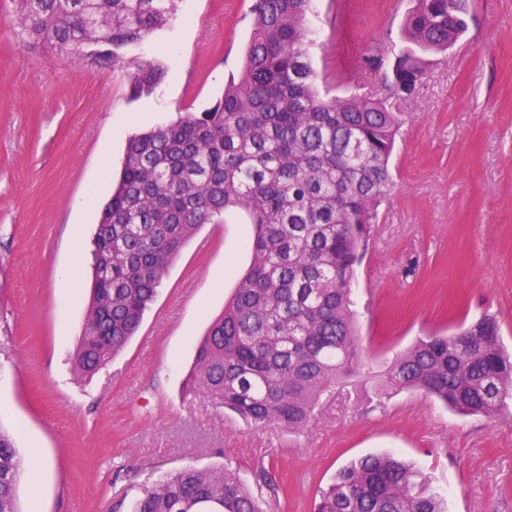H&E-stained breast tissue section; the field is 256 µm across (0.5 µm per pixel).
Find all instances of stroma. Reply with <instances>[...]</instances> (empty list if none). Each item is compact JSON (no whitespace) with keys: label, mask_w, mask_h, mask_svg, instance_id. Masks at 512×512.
I'll use <instances>...</instances> for the list:
<instances>
[{"label":"stroma","mask_w":512,"mask_h":512,"mask_svg":"<svg viewBox=\"0 0 512 512\" xmlns=\"http://www.w3.org/2000/svg\"><path fill=\"white\" fill-rule=\"evenodd\" d=\"M318 0L312 64L331 67ZM251 0H182L176 18L128 46L115 67L24 49L12 8L0 6V428L23 456L49 465L20 482L21 512H128L162 475L187 466L235 469L246 483L265 467L280 487L272 512H313L337 470L392 451L448 493V512H512V415L462 416L418 391L386 385L389 366L417 339L461 319L495 315L512 350V0H473L466 34L432 58L408 107L380 209L354 284L368 354L324 399L308 430L256 431L206 398H183L194 343L224 308L253 235L245 215L204 225L170 268L139 332L92 378L76 379L74 352L88 303L66 297L57 274L74 240L90 247L137 130L200 112L238 73ZM394 0H351L340 52L400 44ZM163 80L131 95L139 64ZM91 197L86 210L73 206Z\"/></svg>","instance_id":"obj_1"}]
</instances>
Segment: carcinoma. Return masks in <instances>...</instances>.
Returning <instances> with one entry per match:
<instances>
[{"mask_svg":"<svg viewBox=\"0 0 512 512\" xmlns=\"http://www.w3.org/2000/svg\"><path fill=\"white\" fill-rule=\"evenodd\" d=\"M25 47L50 45L100 66L164 28L177 0H12ZM471 0H414L401 24L391 92L319 89L310 62L313 0H252L242 67L203 112L130 136L120 176L93 236L90 296L73 356L93 376L139 330L158 288L205 224L238 209L254 225L249 266L196 343L185 393L203 395L256 429L302 432L356 353L352 281L378 208L390 195V159L428 56L468 30ZM138 67L132 94L163 77ZM465 416L496 420L512 399V355L497 317L461 323L406 348L387 373ZM25 460L0 431V512H20ZM275 477L256 486L230 469L166 474L130 512H267ZM315 512H448L447 497L391 453L341 467Z\"/></svg>","mask_w":512,"mask_h":512,"instance_id":"carcinoma-1","label":"carcinoma"}]
</instances>
